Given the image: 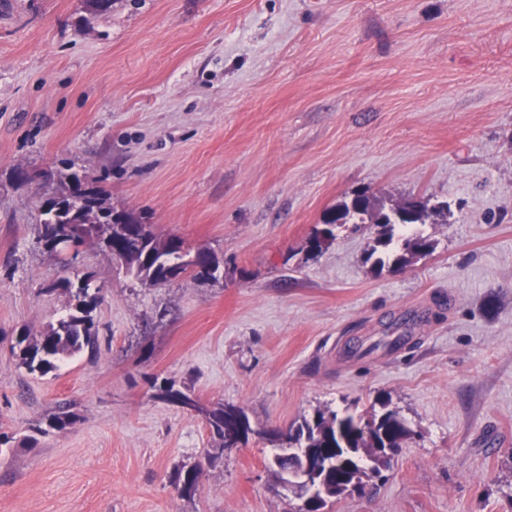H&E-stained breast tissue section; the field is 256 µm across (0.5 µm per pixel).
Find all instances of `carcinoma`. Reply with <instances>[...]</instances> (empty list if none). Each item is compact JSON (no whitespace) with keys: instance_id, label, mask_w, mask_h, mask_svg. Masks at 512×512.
<instances>
[{"instance_id":"cac0c4a2","label":"carcinoma","mask_w":512,"mask_h":512,"mask_svg":"<svg viewBox=\"0 0 512 512\" xmlns=\"http://www.w3.org/2000/svg\"><path fill=\"white\" fill-rule=\"evenodd\" d=\"M51 191L40 200L43 216L37 240L43 241L66 231L75 249L87 244L80 234L78 225L93 224L98 215L116 211L107 201L104 191L88 179L86 172L68 159H60L51 171ZM416 211L415 224H435L448 210V204L429 205L426 200H404L387 206L379 202L368 191L360 192L350 202L330 209L324 218L326 224H348L359 221L375 227V245L368 254L373 260V270L390 271L401 269L412 261L431 253L432 242L424 236L412 233L403 239L399 251H388L399 227L390 223L391 216L407 209ZM128 221L129 231L118 234V228L99 224L96 235L100 246L107 252L112 248L123 251L126 271L139 282L157 286L184 277L196 281L215 282V273L220 269L216 256L203 251L205 259L198 268L183 262L179 243L174 237H158L151 225L131 212H123ZM53 290L64 292L69 304L64 314L34 335L27 328L20 329L14 336L11 352L18 367L31 375L45 376L58 368V363L71 358L87 348L99 347L100 329L93 312L100 301L101 289L91 285L88 279L72 281L68 277L59 279ZM156 398L173 406L193 411L202 416L211 433L210 448L206 449L207 459L215 461L224 457V452L238 448L253 432L250 420L244 410L220 401L204 404L189 389H176L174 384L165 383L158 388ZM383 412L364 420L351 414L339 416L318 410L296 426L288 428L289 445L286 452L271 461L280 473H290L301 465L300 449L321 448L324 455L320 464L344 462L353 467L358 475H367L366 469L359 468L358 462L372 461L376 448H400L408 435V428L399 413L380 402ZM78 416L68 406H61L47 420V428H37L40 434L48 430H61L76 423ZM200 465H183L175 471V485L179 494L190 498L195 494Z\"/></svg>"}]
</instances>
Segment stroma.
Listing matches in <instances>:
<instances>
[{
  "instance_id": "35a3bbf8",
  "label": "stroma",
  "mask_w": 512,
  "mask_h": 512,
  "mask_svg": "<svg viewBox=\"0 0 512 512\" xmlns=\"http://www.w3.org/2000/svg\"><path fill=\"white\" fill-rule=\"evenodd\" d=\"M61 158L220 279L145 286L94 244L61 271L36 243ZM363 189L447 203L413 227L433 253L375 273L374 228L347 224L307 256ZM64 274L102 290L100 347L34 376L11 339L64 311ZM164 382L260 431L396 410L390 468L325 512H512V0H0V512L299 504L256 437L181 497L211 439ZM63 404L77 422L34 435ZM200 464L183 465L175 471V485L182 497L191 498L196 491Z\"/></svg>"
}]
</instances>
